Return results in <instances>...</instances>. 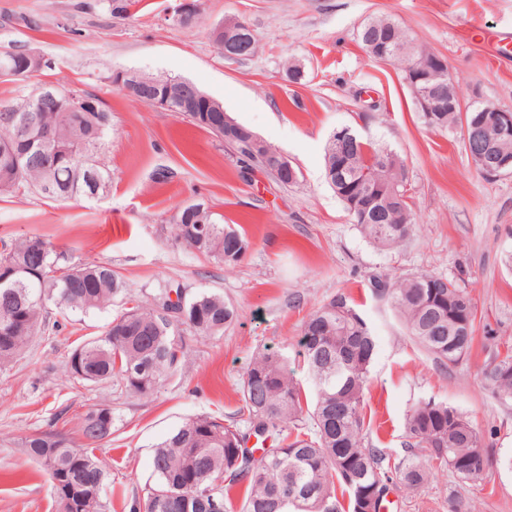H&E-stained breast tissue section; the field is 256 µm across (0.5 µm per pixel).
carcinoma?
Listing matches in <instances>:
<instances>
[{
    "mask_svg": "<svg viewBox=\"0 0 512 512\" xmlns=\"http://www.w3.org/2000/svg\"><path fill=\"white\" fill-rule=\"evenodd\" d=\"M361 43L370 55L399 47L392 63L407 66L412 38L400 24L373 18L360 29ZM141 102L156 95L177 100L179 79L155 87V77ZM35 97L8 103L0 112V194L36 192L60 200L93 198L110 177L99 162L104 137L112 124L106 109L85 117L79 112H40V122L55 128L58 141L44 143L9 123L25 116ZM484 106L471 112H437L429 127L450 131L465 142L463 121L491 119ZM512 155V132L496 134L485 154L470 153L478 172L485 159ZM348 159L355 176L333 190L359 231L384 249L401 246L414 232L415 214L403 201L398 174L403 161L386 146L356 137ZM327 178L340 159L336 141L325 147ZM381 197V219L366 224L356 208L366 193ZM180 211L175 240L194 252L236 266L250 248L248 238L205 204ZM372 294L402 319L407 333L442 363H456L470 350L475 332V304L457 280L431 272L402 279L379 277L370 283ZM126 290L108 263L74 262L39 236L26 237L0 250V364L25 352L31 338L46 326L47 307L89 312L112 304ZM169 292L159 289L152 302H134L113 318L100 337L83 341L70 352L68 377L85 383L115 381L138 398L150 397L185 362L187 340L224 332L236 308L217 294L192 298L177 294L181 315H168ZM299 354L306 363L314 396L304 403L300 385L288 371V357L265 349L257 353L243 374L237 420L224 424L208 416L186 421L157 445L153 468L156 484L144 498L133 499L131 512H360L359 489L370 490L369 509L381 512L389 483L397 478L407 487H421L449 473L461 482L482 478L493 464L483 435L458 410L432 399L418 402L407 414L406 447L410 454L394 458L371 448L365 434V392L376 353V336L339 295L311 312L300 325ZM491 393L512 401V355L507 354L485 374ZM112 407L98 404L81 423L89 448H75L52 432L30 435L25 453L46 470L59 512H108V474L92 445L112 436ZM260 448H250L251 439ZM348 495V503L339 496Z\"/></svg>",
    "mask_w": 512,
    "mask_h": 512,
    "instance_id": "obj_1",
    "label": "carcinoma"
}]
</instances>
